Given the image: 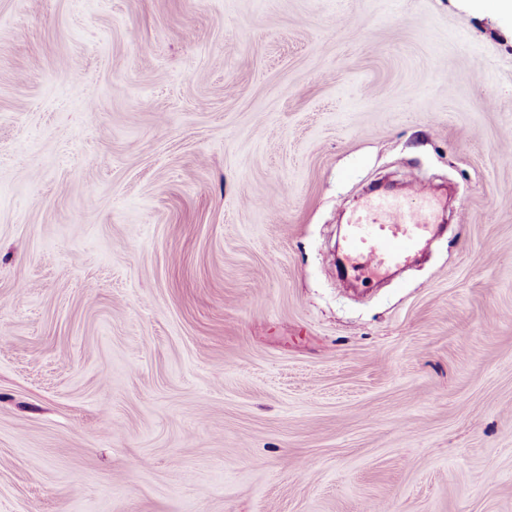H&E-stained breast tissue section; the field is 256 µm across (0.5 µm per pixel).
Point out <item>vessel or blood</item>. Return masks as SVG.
Listing matches in <instances>:
<instances>
[{"mask_svg": "<svg viewBox=\"0 0 512 512\" xmlns=\"http://www.w3.org/2000/svg\"><path fill=\"white\" fill-rule=\"evenodd\" d=\"M432 201L418 189L415 203L378 196L354 214L346 235L353 270L367 275L404 264L431 233Z\"/></svg>", "mask_w": 512, "mask_h": 512, "instance_id": "b4317fda", "label": "vessel or blood"}]
</instances>
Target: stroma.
<instances>
[{"mask_svg": "<svg viewBox=\"0 0 512 512\" xmlns=\"http://www.w3.org/2000/svg\"><path fill=\"white\" fill-rule=\"evenodd\" d=\"M0 512H512V19L0 0ZM432 201L425 187L416 202L377 196L347 224L346 255L350 267L375 275L404 264L431 233Z\"/></svg>", "mask_w": 512, "mask_h": 512, "instance_id": "stroma-1", "label": "stroma"}]
</instances>
